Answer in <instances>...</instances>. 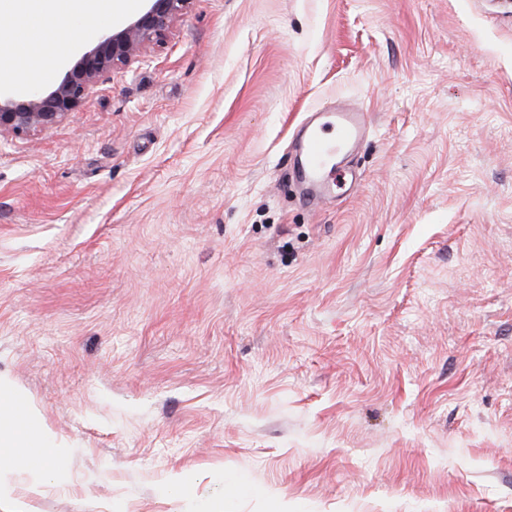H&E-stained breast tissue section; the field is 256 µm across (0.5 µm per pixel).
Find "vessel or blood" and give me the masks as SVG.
Segmentation results:
<instances>
[{
    "label": "vessel or blood",
    "instance_id": "1",
    "mask_svg": "<svg viewBox=\"0 0 512 512\" xmlns=\"http://www.w3.org/2000/svg\"><path fill=\"white\" fill-rule=\"evenodd\" d=\"M369 122L355 108L319 106L295 128V174L311 188L303 202L318 208L323 199L346 194L356 178L353 148L365 139Z\"/></svg>",
    "mask_w": 512,
    "mask_h": 512
}]
</instances>
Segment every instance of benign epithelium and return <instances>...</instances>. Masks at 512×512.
Masks as SVG:
<instances>
[{"label":"benign epithelium","instance_id":"obj_1","mask_svg":"<svg viewBox=\"0 0 512 512\" xmlns=\"http://www.w3.org/2000/svg\"><path fill=\"white\" fill-rule=\"evenodd\" d=\"M193 0H145L123 26L83 48L60 81L16 97L0 91V134L23 135L54 125L79 108L101 78L130 66L144 51L162 42Z\"/></svg>","mask_w":512,"mask_h":512}]
</instances>
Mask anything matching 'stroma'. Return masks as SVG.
<instances>
[{
	"label": "stroma",
	"mask_w": 512,
	"mask_h": 512,
	"mask_svg": "<svg viewBox=\"0 0 512 512\" xmlns=\"http://www.w3.org/2000/svg\"><path fill=\"white\" fill-rule=\"evenodd\" d=\"M340 101L362 177L313 211L291 135ZM0 378L65 472L0 512H512V0H193L0 136Z\"/></svg>",
	"instance_id": "stroma-1"
}]
</instances>
